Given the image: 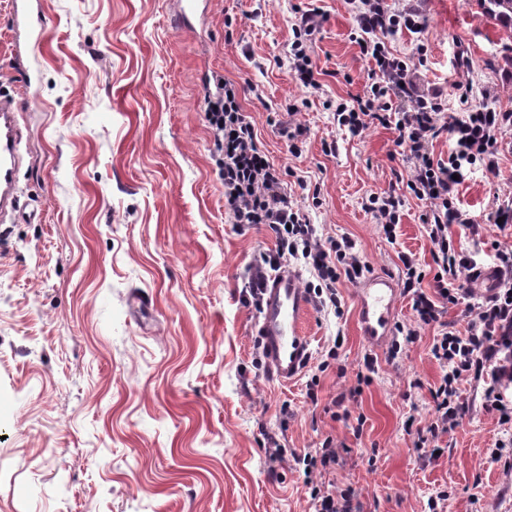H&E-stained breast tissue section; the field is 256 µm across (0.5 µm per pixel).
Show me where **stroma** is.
I'll list each match as a JSON object with an SVG mask.
<instances>
[{"mask_svg": "<svg viewBox=\"0 0 512 512\" xmlns=\"http://www.w3.org/2000/svg\"><path fill=\"white\" fill-rule=\"evenodd\" d=\"M32 5L29 20L0 0V95L22 108L18 186L37 209L0 223V512H313L294 457L328 436L345 454L317 479L352 491L364 512H429L441 491L445 512H512V473L489 461L504 436L495 414L474 406L426 462L406 430L408 417H430L433 328L396 359L371 350L357 288L343 282L342 317L312 307L303 319L311 359L296 380L270 382L257 366L258 312L243 290L275 238L224 211L205 117L213 76L241 86L269 159L324 235L353 238L377 274L397 276L402 252L434 266L425 202L407 198L392 241L366 208L404 171L395 130L355 136L333 119V104L372 83L349 0H198L184 26L174 0ZM413 5L423 28L386 44L425 47L424 89L453 109L468 80L470 108L512 112V66L475 0ZM316 7L325 20L309 54L323 87L311 92L288 57L296 11ZM290 104L307 129L298 155L273 123ZM497 158L495 173L459 188L479 223L512 203V133L498 135ZM368 352L377 369L360 387ZM356 386L359 435L326 411ZM271 435L281 459L269 456Z\"/></svg>", "mask_w": 512, "mask_h": 512, "instance_id": "1", "label": "stroma"}]
</instances>
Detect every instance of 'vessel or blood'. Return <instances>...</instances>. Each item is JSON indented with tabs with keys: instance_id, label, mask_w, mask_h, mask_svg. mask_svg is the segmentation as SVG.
<instances>
[{
	"instance_id": "vessel-or-blood-1",
	"label": "vessel or blood",
	"mask_w": 512,
	"mask_h": 512,
	"mask_svg": "<svg viewBox=\"0 0 512 512\" xmlns=\"http://www.w3.org/2000/svg\"><path fill=\"white\" fill-rule=\"evenodd\" d=\"M19 111L14 100L0 96V214L16 208L17 159L20 149ZM396 291L384 274L365 281L357 291L359 320L364 335L383 345L391 333ZM309 298L298 272L281 269L271 275L263 290L256 334L266 359L270 381L286 384L297 378L310 357L302 319Z\"/></svg>"
}]
</instances>
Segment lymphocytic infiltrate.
I'll return each mask as SVG.
<instances>
[{
  "label": "lymphocytic infiltrate",
  "instance_id": "f902f5d3",
  "mask_svg": "<svg viewBox=\"0 0 512 512\" xmlns=\"http://www.w3.org/2000/svg\"><path fill=\"white\" fill-rule=\"evenodd\" d=\"M354 20L361 54L372 65L374 81L367 98L355 105L338 103L333 114L340 126L352 135L378 124L396 131V144L402 149L409 172L402 185L392 186L372 196L369 209L388 239L396 229L407 197L427 204L423 222L427 226L433 275H426L415 256L403 253V291L415 313L412 326H397L399 341L393 352L414 343L421 329L437 327L430 352L443 368L437 385L430 390L431 418L417 428L416 447L434 446L440 436L454 430L466 419L472 404L461 396L462 383H469L479 395L483 409L497 415L506 436L498 440L490 459L512 469V242L487 240L485 224L499 232L512 230V205L489 212L485 224L465 218L458 205L460 181L477 168L496 170L497 136L512 129V113L491 109H467L448 114L440 94L421 93L417 65L395 54L385 43L386 36L400 29L418 30L422 23L414 8H393L387 0H355ZM320 9L298 11L293 24L294 40L289 55V71L300 87L319 90V72L307 52V43L321 27ZM218 92L209 97L206 118L220 152L219 173L224 182V209L237 224H263L275 235L276 248L252 266L248 275L249 295L260 300L269 279L270 268L298 260L317 278L308 291L316 307L341 315L337 285L340 281L361 279L370 265L348 237H326L312 224L300 206L284 189V173L270 162L258 140L255 127L241 105V90L222 80ZM447 137L451 146L447 158L434 155L433 141ZM466 229L473 250L457 245V229ZM489 253L495 282L481 297L471 289L481 268L478 256ZM432 286H425V278ZM464 304L467 327L457 330L443 321L445 305ZM340 452L333 437H326L320 448L307 452L301 462L304 483L315 512H361L353 493L325 488L315 479L321 469L336 466Z\"/></svg>",
  "mask_w": 512,
  "mask_h": 512
}]
</instances>
